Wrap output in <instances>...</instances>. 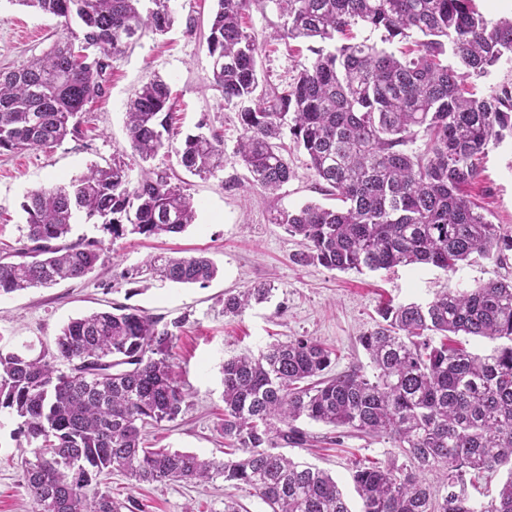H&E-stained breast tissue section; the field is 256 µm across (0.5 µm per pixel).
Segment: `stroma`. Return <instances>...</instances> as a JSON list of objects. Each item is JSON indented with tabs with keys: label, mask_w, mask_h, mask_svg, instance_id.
<instances>
[{
	"label": "stroma",
	"mask_w": 512,
	"mask_h": 512,
	"mask_svg": "<svg viewBox=\"0 0 512 512\" xmlns=\"http://www.w3.org/2000/svg\"><path fill=\"white\" fill-rule=\"evenodd\" d=\"M175 17L163 35L148 34L113 61L101 98L82 117V133L47 150H23L0 155V260L25 247L28 192L53 187L85 173L122 161L138 178L142 166L169 176L192 197L193 224L168 237L129 235L107 241L94 224L73 225L68 242L98 239L106 265L86 276L46 288H30L0 298V345L33 352L53 347L60 328L69 320L96 310L130 306L169 323L183 319L176 331L173 362L189 395L190 407L177 420L146 426L149 446L187 451L205 458L224 456L218 431L224 413L222 366L232 356L263 350L276 341L307 336L332 348V373L368 370L370 360L360 338L376 324L378 306L385 302L426 303L457 283L474 285L494 279H512V256L499 262L480 259L448 273L431 265L396 267L376 272L338 271L318 264L302 265L294 256L302 246L274 221L282 211H294L313 202L337 207L308 167L306 154L288 145L291 179L273 194L246 191L248 172L236 150L242 130L234 106L222 103L212 89L211 61L206 37L215 0H169ZM283 22L274 5L252 7L244 24L262 50L257 59L261 89H283L308 57L307 42L272 40ZM61 36L56 19L34 9L0 0V70L20 68L48 51ZM169 83L176 98L175 128L179 136L199 127L217 132L224 142V163L207 176L184 170L174 148L162 149L148 163L135 156L125 126V108L131 97L154 76ZM468 195L487 210L488 219L512 234V144L489 148L482 160L480 179ZM196 256L217 268L206 285L177 284L149 269L158 256ZM259 283L273 294L243 314L224 313V297ZM310 440L301 448H287L288 457L316 465L336 479L351 512H359L360 498L352 474L356 464H405L399 449L384 438L351 435L337 438L333 427L300 420ZM17 424L0 417V512H27L22 487L28 449L18 447ZM113 496H131L145 512H224L234 499L241 512H268L249 489H235L222 481L134 484L121 474L110 475Z\"/></svg>",
	"instance_id": "stroma-1"
}]
</instances>
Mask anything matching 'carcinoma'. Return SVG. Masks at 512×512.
<instances>
[{
  "label": "carcinoma",
  "mask_w": 512,
  "mask_h": 512,
  "mask_svg": "<svg viewBox=\"0 0 512 512\" xmlns=\"http://www.w3.org/2000/svg\"><path fill=\"white\" fill-rule=\"evenodd\" d=\"M13 2L58 19L66 36L29 64L0 71V153L79 134L86 106L103 93L109 60L175 21L166 0H154L145 14L141 0ZM216 2L207 37L213 87L238 107L236 154L249 188L273 193L288 182L286 130L316 179L343 203L276 216L303 246L297 261L359 273L428 264L454 274L475 254L506 259L512 234L479 212L464 189L480 178L488 148L512 138V84L477 98L467 95L464 78L485 76L512 54V16L492 24L474 0H273L284 18L273 39L332 42L334 49L309 47L288 88L262 95L261 47L243 25L261 0ZM358 25L382 32L381 43L352 41ZM413 36L415 48L400 56L382 47ZM172 111L160 76L127 103L130 144L141 160L174 140ZM177 154L193 175L224 159L214 132L186 136ZM22 210L32 246L19 261L0 262V296L96 269L103 241L65 243L79 215L114 241L178 234L195 216L191 199L167 177L144 170L133 184L121 161L34 190ZM159 272L175 283L204 284L216 268L204 257H169ZM271 293L258 284L229 294L224 313L240 315ZM378 314L381 321L361 337L370 375L329 374L332 351L304 336L225 360L224 460L144 443L145 426L189 408L170 354L182 321L162 325L121 305L71 320L51 350L0 347V416L18 422L16 434L33 455L24 461L30 512H142L135 498L101 488V476L114 472L136 484L220 479L250 488L271 512H351L331 475L279 451L308 442L297 426L302 418L342 436L386 437L408 459L356 466L361 512H512V281L450 285L426 304H387ZM459 334L500 345L480 356L435 342ZM502 468L508 476L498 496L476 508L465 478Z\"/></svg>",
  "instance_id": "1"
}]
</instances>
